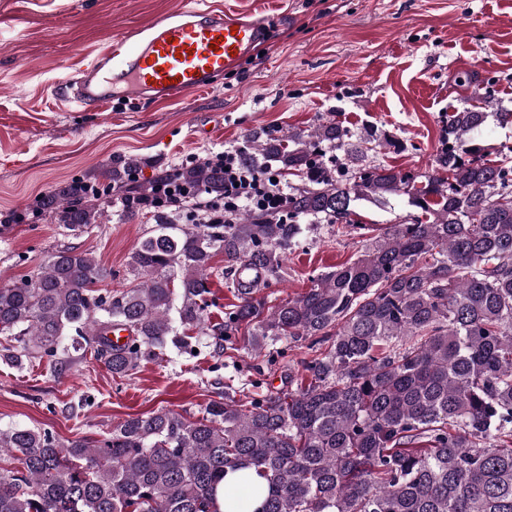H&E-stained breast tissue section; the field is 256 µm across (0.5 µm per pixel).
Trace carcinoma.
I'll return each instance as SVG.
<instances>
[{
  "label": "carcinoma",
  "mask_w": 512,
  "mask_h": 512,
  "mask_svg": "<svg viewBox=\"0 0 512 512\" xmlns=\"http://www.w3.org/2000/svg\"><path fill=\"white\" fill-rule=\"evenodd\" d=\"M491 115L512 124L504 108L448 116L425 173L366 162L380 141L332 120L306 134L258 133L243 161L300 180L288 186V221L243 211L231 224L189 225L174 209L152 216L120 291L101 287L112 270L76 246L0 287V347L16 368L45 357L61 371L73 354H89L124 378L159 351L243 328L254 352L287 338L327 344L305 374L288 372L286 388L243 404L231 386L196 418L158 409L102 439L67 442L0 425V512H219L224 477L245 470L264 480L252 487L254 512H512V146L484 159L474 134ZM332 151L343 157L329 165ZM142 166L121 158L103 177L122 187ZM173 174L224 196L213 166ZM100 185L75 180L44 209L78 238L109 206L93 197ZM388 195L407 197L417 214L379 233L356 223L353 202ZM313 224L358 229L365 250L266 306L258 288ZM214 277L237 304L206 327ZM115 329L130 342L113 344Z\"/></svg>",
  "instance_id": "1"
}]
</instances>
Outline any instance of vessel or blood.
<instances>
[{
	"label": "vessel or blood",
	"mask_w": 512,
	"mask_h": 512,
	"mask_svg": "<svg viewBox=\"0 0 512 512\" xmlns=\"http://www.w3.org/2000/svg\"><path fill=\"white\" fill-rule=\"evenodd\" d=\"M266 35L263 18L221 9H186L147 34L113 38L76 82L59 87L70 104L106 108L112 100L174 101L206 89L214 75L236 69Z\"/></svg>",
	"instance_id": "vessel-or-blood-1"
}]
</instances>
